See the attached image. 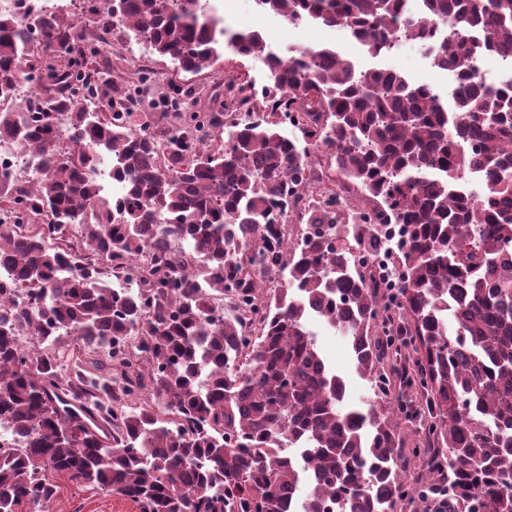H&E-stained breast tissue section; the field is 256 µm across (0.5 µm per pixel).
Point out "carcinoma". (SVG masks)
<instances>
[{
    "label": "carcinoma",
    "mask_w": 512,
    "mask_h": 512,
    "mask_svg": "<svg viewBox=\"0 0 512 512\" xmlns=\"http://www.w3.org/2000/svg\"><path fill=\"white\" fill-rule=\"evenodd\" d=\"M256 3L373 58L416 42L462 92L329 46L228 42L209 0L91 8L97 43L131 33L178 74L217 80L226 51L266 59L261 122L226 134L200 112L177 128L105 102L121 85L111 57L84 52L81 17H0V140L30 163L0 179V302L27 298L0 308V425L18 444L0 445V512H45L61 480L139 512H325L329 495L335 512H512V74L491 88L468 69L489 48L512 57V0ZM448 17L460 28L433 38ZM38 62L31 101L17 89ZM293 113L371 209L351 224L310 198L290 250L270 208L285 178L310 180L281 138ZM105 159L121 201L102 195ZM376 224L405 225L394 310L369 266ZM311 317L348 338L372 396L346 403Z\"/></svg>",
    "instance_id": "1"
}]
</instances>
